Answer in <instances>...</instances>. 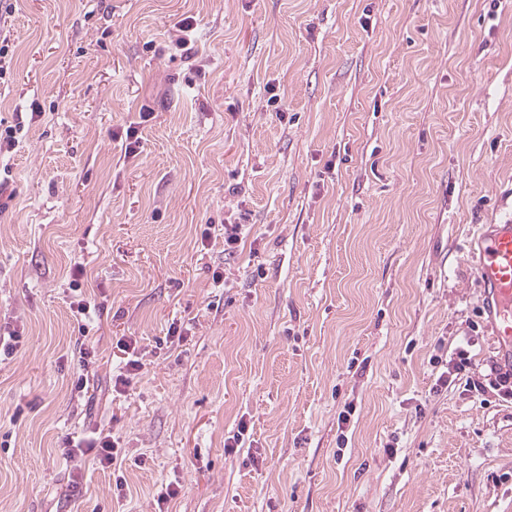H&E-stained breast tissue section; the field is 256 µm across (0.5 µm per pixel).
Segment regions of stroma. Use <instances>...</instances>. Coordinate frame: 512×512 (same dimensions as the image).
<instances>
[{"label": "stroma", "instance_id": "35a3bbf8", "mask_svg": "<svg viewBox=\"0 0 512 512\" xmlns=\"http://www.w3.org/2000/svg\"><path fill=\"white\" fill-rule=\"evenodd\" d=\"M11 3L0 512H158L168 487V512H512V398L445 378L457 346L498 360L475 264L512 219V0ZM90 431L125 493L63 455ZM195 23L196 21L193 17L186 16L181 18L175 25L177 29L176 32L181 33V36L178 35L176 38V45L186 52L188 58H193L198 55V50L195 48ZM152 116V110L147 105H142L138 112V120L130 121L126 127L124 136L116 134L114 139L121 142V150L124 151V157L136 156L139 153L141 144V127L149 121ZM119 137V138H118ZM63 443L65 444V448H71L68 449L67 453L70 458H75L78 455L74 448L79 451L80 456L87 455L88 453L96 450L93 460H96V463L102 468H110L112 466L113 475L116 472L118 473L115 478V487L116 490L119 491L118 493L121 494L126 482L123 475H119V472L122 473L123 459L118 453L116 443L112 441L110 436H99L98 438L93 437L87 440L78 441L77 443L72 437H66ZM83 444H85V446Z\"/></svg>", "mask_w": 512, "mask_h": 512}]
</instances>
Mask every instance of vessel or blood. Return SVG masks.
Instances as JSON below:
<instances>
[{"mask_svg":"<svg viewBox=\"0 0 512 512\" xmlns=\"http://www.w3.org/2000/svg\"><path fill=\"white\" fill-rule=\"evenodd\" d=\"M476 277L499 346V363L512 370V220L492 225L479 237Z\"/></svg>","mask_w":512,"mask_h":512,"instance_id":"vessel-or-blood-1","label":"vessel or blood"}]
</instances>
